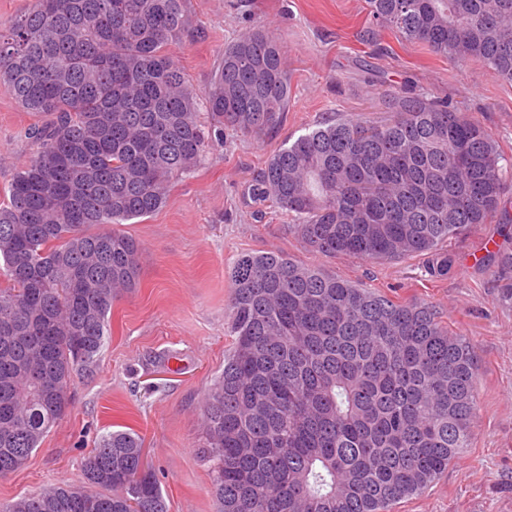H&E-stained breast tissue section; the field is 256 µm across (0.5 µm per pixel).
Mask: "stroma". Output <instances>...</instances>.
<instances>
[{"label":"stroma","mask_w":512,"mask_h":512,"mask_svg":"<svg viewBox=\"0 0 512 512\" xmlns=\"http://www.w3.org/2000/svg\"><path fill=\"white\" fill-rule=\"evenodd\" d=\"M186 9L193 28L170 52L194 88L209 84L225 45L246 25L261 26L279 42L291 75L288 110L265 142L225 132L195 170L174 179L161 209L125 225L143 248L139 286L114 302L99 364L75 376L65 417L22 468L0 477V502L79 483L100 436L131 429L144 439L169 512H215L198 445L202 398L232 344L229 274L240 254L277 252L392 299L428 304L473 348L479 408L471 446L395 512H512V299L475 260L496 225L451 241L455 270L437 280L417 256L323 257L290 230L287 215H257L244 195L285 143L336 118L383 121L389 93L404 85L452 100L512 158V84L387 29L379 47L368 46L360 36L372 24L366 0H186ZM38 121L0 86V200L36 153L24 132Z\"/></svg>","instance_id":"1"}]
</instances>
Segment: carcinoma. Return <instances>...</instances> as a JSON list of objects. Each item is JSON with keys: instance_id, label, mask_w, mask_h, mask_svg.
I'll list each match as a JSON object with an SVG mask.
<instances>
[{"instance_id": "cac0c4a2", "label": "carcinoma", "mask_w": 512, "mask_h": 512, "mask_svg": "<svg viewBox=\"0 0 512 512\" xmlns=\"http://www.w3.org/2000/svg\"><path fill=\"white\" fill-rule=\"evenodd\" d=\"M372 26L512 83V0H368ZM185 0H36L0 27V86L44 118L37 148L0 203V473L21 468L99 360L112 304L137 287L142 247L110 224L147 217L171 181L228 130L262 142L288 109L276 39L247 29L224 47L203 94L169 53L189 33ZM512 159L468 113L404 86L381 122L322 123L252 175L257 212L288 213L314 252L391 261L511 224ZM512 271V252L488 259ZM224 370L203 401V454L217 512H394L470 447L477 406L469 342L436 310L283 253L231 270ZM53 373L45 394L37 373ZM131 430L101 436L78 485L0 512H168Z\"/></svg>"}]
</instances>
